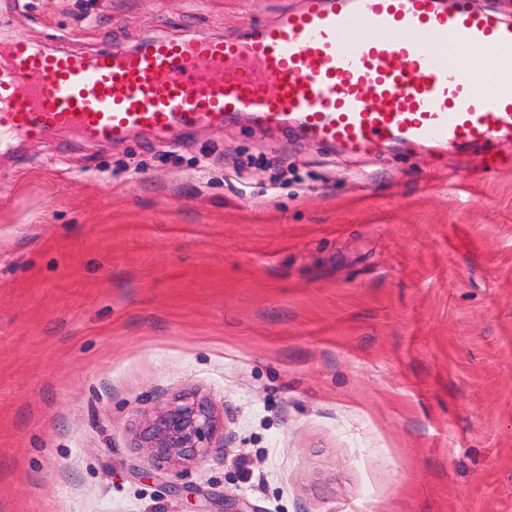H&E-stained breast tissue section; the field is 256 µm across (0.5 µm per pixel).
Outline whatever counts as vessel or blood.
Listing matches in <instances>:
<instances>
[{
    "label": "vessel or blood",
    "mask_w": 512,
    "mask_h": 512,
    "mask_svg": "<svg viewBox=\"0 0 512 512\" xmlns=\"http://www.w3.org/2000/svg\"><path fill=\"white\" fill-rule=\"evenodd\" d=\"M236 112L351 155L511 145L512 22L468 0H302L238 39L148 34L89 56L0 45V149L49 130L170 139Z\"/></svg>",
    "instance_id": "obj_1"
}]
</instances>
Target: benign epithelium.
Returning <instances> with one entry per match:
<instances>
[{
	"label": "benign epithelium",
	"instance_id": "obj_1",
	"mask_svg": "<svg viewBox=\"0 0 512 512\" xmlns=\"http://www.w3.org/2000/svg\"><path fill=\"white\" fill-rule=\"evenodd\" d=\"M219 426L206 398L183 393L145 412L134 429V440L157 464L175 466L201 461L219 447Z\"/></svg>",
	"mask_w": 512,
	"mask_h": 512
}]
</instances>
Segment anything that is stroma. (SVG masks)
Here are the masks:
<instances>
[{
	"mask_svg": "<svg viewBox=\"0 0 512 512\" xmlns=\"http://www.w3.org/2000/svg\"><path fill=\"white\" fill-rule=\"evenodd\" d=\"M301 0H0L78 54L231 38ZM363 156L237 114L0 150V512H512V168ZM206 396L224 450L131 430Z\"/></svg>",
	"mask_w": 512,
	"mask_h": 512,
	"instance_id": "1",
	"label": "stroma"
}]
</instances>
